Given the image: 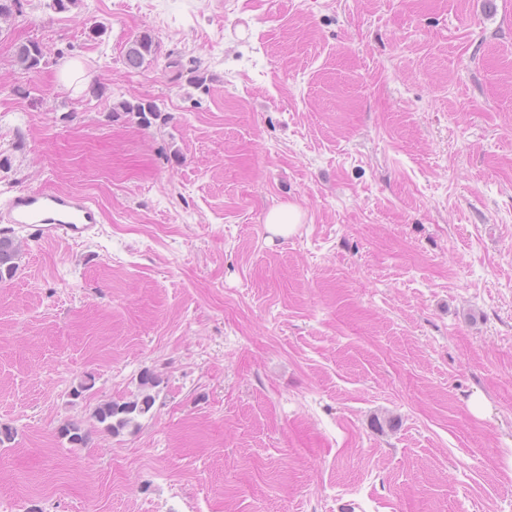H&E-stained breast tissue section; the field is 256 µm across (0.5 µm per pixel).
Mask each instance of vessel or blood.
<instances>
[{"instance_id":"1","label":"vessel or blood","mask_w":512,"mask_h":512,"mask_svg":"<svg viewBox=\"0 0 512 512\" xmlns=\"http://www.w3.org/2000/svg\"><path fill=\"white\" fill-rule=\"evenodd\" d=\"M0 217L41 241L64 236L73 240L94 234L99 214L91 200L74 193L21 191L10 196Z\"/></svg>"}]
</instances>
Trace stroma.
Segmentation results:
<instances>
[{
    "label": "stroma",
    "mask_w": 512,
    "mask_h": 512,
    "mask_svg": "<svg viewBox=\"0 0 512 512\" xmlns=\"http://www.w3.org/2000/svg\"><path fill=\"white\" fill-rule=\"evenodd\" d=\"M20 4L0 202L81 193L100 226L12 231L0 512H512V0ZM139 98L165 120H113ZM288 203L302 224L268 241ZM147 370L138 429L101 431ZM155 41L150 31L145 30L134 40L128 43L123 55V62L127 69L141 68L148 57L155 52ZM16 57L26 70L36 71L47 64L43 45L36 40H28L17 46Z\"/></svg>",
    "instance_id": "stroma-1"
}]
</instances>
